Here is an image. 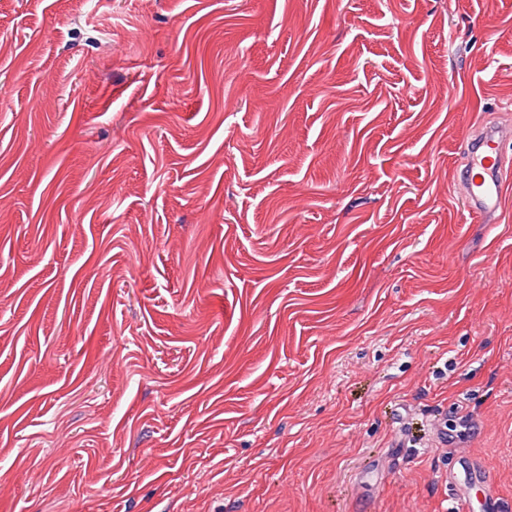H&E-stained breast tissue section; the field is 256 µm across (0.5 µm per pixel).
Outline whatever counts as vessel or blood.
Wrapping results in <instances>:
<instances>
[{"label":"vessel or blood","instance_id":"b4317fda","mask_svg":"<svg viewBox=\"0 0 512 512\" xmlns=\"http://www.w3.org/2000/svg\"><path fill=\"white\" fill-rule=\"evenodd\" d=\"M511 140L512 127L498 124L474 127L466 137L456 186L470 214L487 216L501 209L505 190L512 185V159L503 151Z\"/></svg>","mask_w":512,"mask_h":512}]
</instances>
